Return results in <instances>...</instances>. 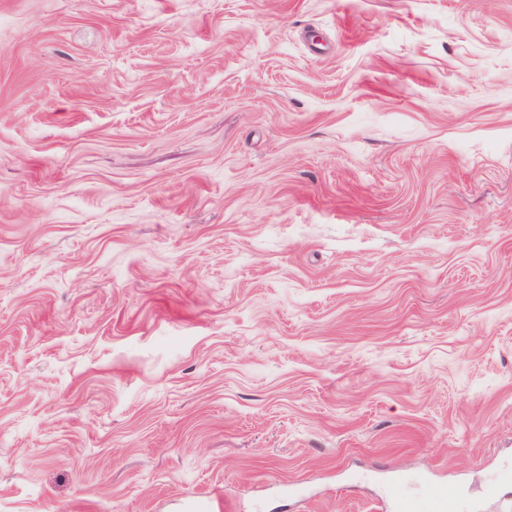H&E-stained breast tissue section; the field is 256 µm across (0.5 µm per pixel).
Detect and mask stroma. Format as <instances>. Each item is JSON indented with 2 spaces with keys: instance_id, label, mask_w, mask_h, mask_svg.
<instances>
[{
  "instance_id": "35a3bbf8",
  "label": "stroma",
  "mask_w": 512,
  "mask_h": 512,
  "mask_svg": "<svg viewBox=\"0 0 512 512\" xmlns=\"http://www.w3.org/2000/svg\"><path fill=\"white\" fill-rule=\"evenodd\" d=\"M512 512V0H0V512Z\"/></svg>"
}]
</instances>
